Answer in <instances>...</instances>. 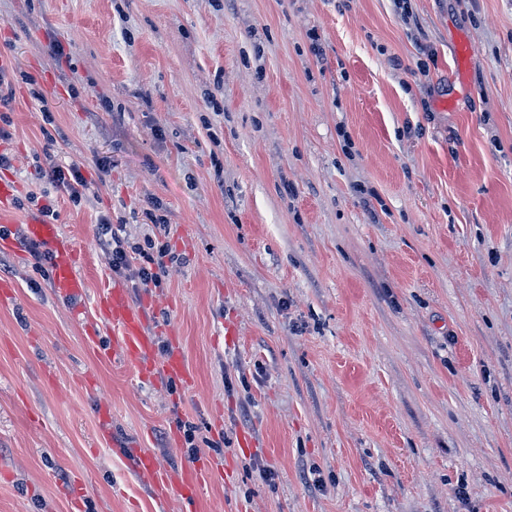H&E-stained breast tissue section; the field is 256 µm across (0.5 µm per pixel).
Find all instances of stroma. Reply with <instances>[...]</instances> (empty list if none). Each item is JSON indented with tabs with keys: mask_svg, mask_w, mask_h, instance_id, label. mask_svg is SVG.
Listing matches in <instances>:
<instances>
[{
	"mask_svg": "<svg viewBox=\"0 0 512 512\" xmlns=\"http://www.w3.org/2000/svg\"><path fill=\"white\" fill-rule=\"evenodd\" d=\"M412 9L0 0V59L50 104L16 82L0 105V512H512V0ZM71 161L78 206L40 174ZM155 202L184 262L143 288L112 273L96 219L139 242ZM48 203L81 253L77 304L21 242ZM112 286L191 383L113 361L93 308ZM127 443L221 470L159 500Z\"/></svg>",
	"mask_w": 512,
	"mask_h": 512,
	"instance_id": "1",
	"label": "stroma"
}]
</instances>
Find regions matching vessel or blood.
I'll use <instances>...</instances> for the list:
<instances>
[{
	"label": "vessel or blood",
	"mask_w": 512,
	"mask_h": 512,
	"mask_svg": "<svg viewBox=\"0 0 512 512\" xmlns=\"http://www.w3.org/2000/svg\"><path fill=\"white\" fill-rule=\"evenodd\" d=\"M28 235L44 244L51 254L56 294L66 301L82 297L86 283L77 271L79 254L71 240L61 233L59 226L32 218L28 221ZM95 308L98 318L112 324L117 331L118 339L112 348L114 361L140 378H148L159 372L186 376L179 346H172L167 357L156 358L154 336L147 326L146 311L133 303L124 289L104 290L96 297ZM133 457L141 485L155 497L165 498L176 494L185 499L193 498L207 482L208 471L201 465L174 471L158 463L149 454L137 451Z\"/></svg>",
	"instance_id": "b4317fda"
}]
</instances>
